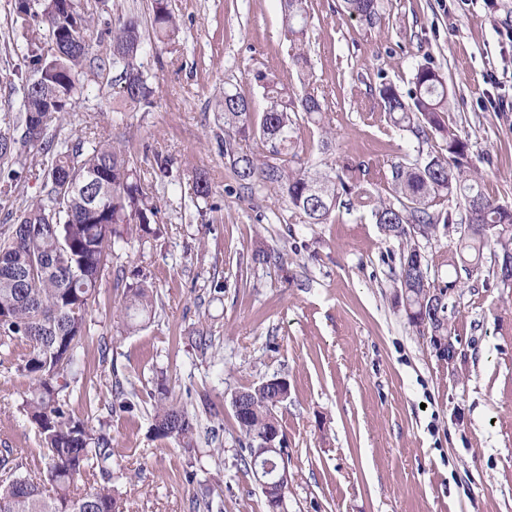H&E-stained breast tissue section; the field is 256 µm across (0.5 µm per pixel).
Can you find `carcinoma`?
I'll return each instance as SVG.
<instances>
[{
  "label": "carcinoma",
  "instance_id": "carcinoma-1",
  "mask_svg": "<svg viewBox=\"0 0 512 512\" xmlns=\"http://www.w3.org/2000/svg\"><path fill=\"white\" fill-rule=\"evenodd\" d=\"M345 11L371 24L379 0H343ZM283 20L295 44L303 42L308 0H282ZM151 27L158 42L176 41L180 27L170 0H151ZM12 47L20 50L30 75L14 66L0 68V84L19 88L17 112L0 114V203L13 198L17 184L32 175L41 178L44 195L26 204L14 224L0 226V254L9 266L0 268V347L25 346L19 370L34 384L25 402L28 418L43 440V459L51 488L16 474L13 450H0V512H121L112 485V439L102 429L73 416L66 397L71 369L95 301L98 281L108 267L115 246L133 236L153 233L158 205L144 190L141 170L122 148L108 140L85 137L75 141L47 136L49 125L69 113L83 90L82 77L91 62L112 65L116 107L128 111L156 104V89L141 69V21L129 16L109 31L110 42L101 55H91L95 13L74 0H10ZM265 106L255 121L254 101L240 92L226 91L215 109L224 114L220 141L233 178L242 192L271 188L308 224H326L341 204L342 195L357 210L371 213L381 231L402 245L399 288L407 292L414 314L408 322L421 336H449L448 318L430 315L421 305L425 289L419 265L423 255L414 236L429 239L439 227L454 225L445 203L455 200L465 212L462 249L448 257V265L482 262L486 249L495 258H512V206L490 199L482 190L478 170L468 156L469 145L445 120L448 91L432 66L417 68L413 86L402 96L390 83L378 89L381 109L396 127L411 132L418 143L413 163L391 166L385 193L367 188L370 168L345 163L330 175L312 166L292 169L296 129L302 119L325 129V105L317 94L303 89L289 92L276 78L261 71L254 76ZM432 135L444 152L421 149ZM250 141L243 149L239 141ZM36 150L39 170L27 164L24 152ZM99 183L86 190L72 186L87 174ZM190 197L206 199L211 186L200 173L188 179ZM158 292L147 276L136 273L125 285L118 317L124 330L135 332L155 315ZM249 400L248 417L238 422L244 437L242 461L256 475L252 448L279 424L275 408L288 398L289 385L259 384L243 389ZM197 416L161 391L152 424L158 439H175L190 452L197 444ZM100 475L102 482L84 492L74 489L83 476Z\"/></svg>",
  "mask_w": 512,
  "mask_h": 512
}]
</instances>
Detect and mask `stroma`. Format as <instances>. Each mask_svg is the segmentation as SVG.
<instances>
[{
	"mask_svg": "<svg viewBox=\"0 0 512 512\" xmlns=\"http://www.w3.org/2000/svg\"><path fill=\"white\" fill-rule=\"evenodd\" d=\"M495 3L379 0L370 25L344 14L341 0H309L301 74L280 0H171L181 33L166 47L147 26L150 0H107L93 50L104 52L108 23L138 16L157 104L113 112L114 73L94 67L70 116L49 131L120 146L160 206L158 235L117 247L101 277L68 400L73 416L110 435L124 512H268L240 463L231 397L272 377L290 390L276 409L290 452L288 512H512V288L493 259L473 272L449 266L453 227L421 241L428 280L458 283L447 311L457 356L439 361L404 313L398 242L365 211L344 206L310 225L272 190L240 193L214 108L228 89L261 99L259 71L314 90L332 143L301 125L296 166L364 162L382 189L392 164L415 159L417 142L387 121L377 89L407 92L428 62L446 80L448 122L467 139L485 194L512 205V0ZM195 172L211 183L207 199L188 193ZM259 248L280 261L252 265ZM137 270L160 301L152 322L128 334L112 314L123 293L116 274ZM198 330L213 340L204 355L189 339ZM22 353L0 347V448L13 449L19 475L42 479ZM163 386L198 416L195 451L151 431Z\"/></svg>",
	"mask_w": 512,
	"mask_h": 512,
	"instance_id": "stroma-1",
	"label": "stroma"
}]
</instances>
